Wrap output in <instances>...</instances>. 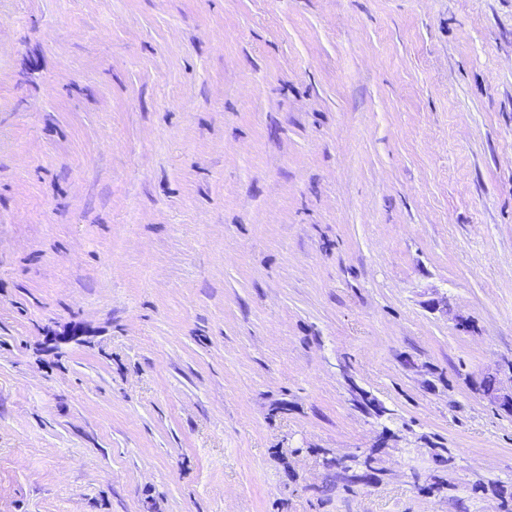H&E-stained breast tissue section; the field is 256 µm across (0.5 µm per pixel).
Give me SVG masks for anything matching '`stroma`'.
<instances>
[{"instance_id": "35a3bbf8", "label": "stroma", "mask_w": 512, "mask_h": 512, "mask_svg": "<svg viewBox=\"0 0 512 512\" xmlns=\"http://www.w3.org/2000/svg\"><path fill=\"white\" fill-rule=\"evenodd\" d=\"M489 373L512 0H0V512H512Z\"/></svg>"}]
</instances>
